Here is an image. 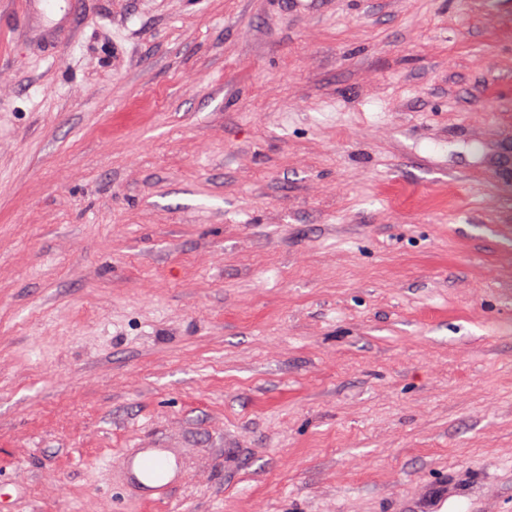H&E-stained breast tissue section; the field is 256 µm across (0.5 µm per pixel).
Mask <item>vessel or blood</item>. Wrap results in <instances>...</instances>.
I'll use <instances>...</instances> for the list:
<instances>
[{
  "instance_id": "vessel-or-blood-1",
  "label": "vessel or blood",
  "mask_w": 512,
  "mask_h": 512,
  "mask_svg": "<svg viewBox=\"0 0 512 512\" xmlns=\"http://www.w3.org/2000/svg\"><path fill=\"white\" fill-rule=\"evenodd\" d=\"M122 464L126 480L137 486L149 501L164 499L181 479L179 462L169 449L156 445L125 452Z\"/></svg>"
}]
</instances>
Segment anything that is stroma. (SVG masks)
Masks as SVG:
<instances>
[{
    "label": "stroma",
    "instance_id": "35a3bbf8",
    "mask_svg": "<svg viewBox=\"0 0 512 512\" xmlns=\"http://www.w3.org/2000/svg\"><path fill=\"white\" fill-rule=\"evenodd\" d=\"M55 2L0 0V512H512V0ZM126 480L137 486L148 501H160L181 479V466L168 448L149 446L123 453Z\"/></svg>",
    "mask_w": 512,
    "mask_h": 512
}]
</instances>
